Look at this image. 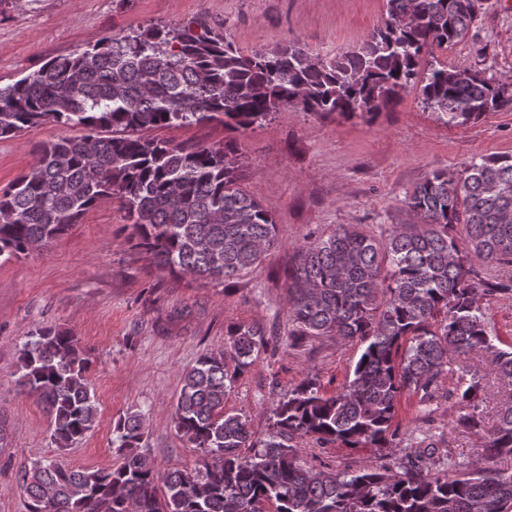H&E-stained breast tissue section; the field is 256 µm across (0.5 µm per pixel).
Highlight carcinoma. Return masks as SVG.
<instances>
[{
	"mask_svg": "<svg viewBox=\"0 0 512 512\" xmlns=\"http://www.w3.org/2000/svg\"><path fill=\"white\" fill-rule=\"evenodd\" d=\"M387 18L368 40L331 59L286 40L244 51L200 20L102 38L0 84V139L52 122L32 166L0 190V258L47 248L103 197L120 200L136 247L196 280L248 272L277 242L269 208L240 186L227 146L174 144L157 128L217 121L232 130L292 105L303 112L371 114L419 86L436 121L459 126L512 103L492 77L421 67L426 52L467 32L474 0H386ZM414 220L386 237L345 224L300 245L286 271L292 345L333 336L363 345L336 392L313 377L280 394L268 436L225 410L233 384L266 346L254 324L226 328L224 348L205 352L183 376L176 431L204 460L194 472L162 470L140 452L137 410L114 423L118 462L75 469L56 457L21 469L26 512H512V401L494 418L483 405L489 376L512 387V349L493 344L480 295L512 292V276L477 279L472 258L512 266V155L472 162L461 178L434 172L406 199ZM491 357L489 370L476 359ZM91 354L56 326L29 333L19 386L37 395L63 452L98 423L88 384ZM454 373L453 388L442 379ZM427 422L440 401L457 425L483 439L477 459L440 448L420 430L404 441L402 401ZM369 448L350 471L306 466L297 444Z\"/></svg>",
	"mask_w": 512,
	"mask_h": 512,
	"instance_id": "carcinoma-1",
	"label": "carcinoma"
}]
</instances>
